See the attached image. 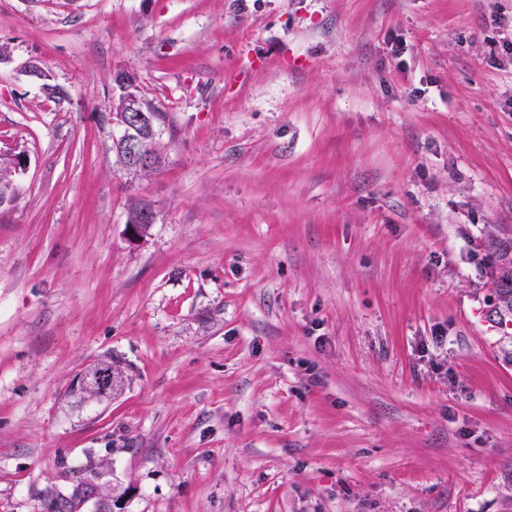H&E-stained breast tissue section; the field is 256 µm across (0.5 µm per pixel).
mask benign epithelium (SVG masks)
I'll return each mask as SVG.
<instances>
[{"label": "benign epithelium", "mask_w": 512, "mask_h": 512, "mask_svg": "<svg viewBox=\"0 0 512 512\" xmlns=\"http://www.w3.org/2000/svg\"><path fill=\"white\" fill-rule=\"evenodd\" d=\"M121 84L124 85V94L119 104L113 106L112 122L128 134L123 141L127 160L133 166H149L154 162L153 156L146 153L142 146L143 135L151 136L154 128L150 127V120L141 106L140 95L136 81L127 80V74L118 73ZM120 382V377L113 372H95L90 368L84 371L73 385L72 390L79 394L80 404L89 402H102L112 392V386ZM92 506L93 512H110L112 501L103 500L94 489L88 490L81 506Z\"/></svg>", "instance_id": "benign-epithelium-1"}]
</instances>
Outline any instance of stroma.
Masks as SVG:
<instances>
[{"mask_svg": "<svg viewBox=\"0 0 512 512\" xmlns=\"http://www.w3.org/2000/svg\"><path fill=\"white\" fill-rule=\"evenodd\" d=\"M0 47V512L103 458L121 512H512V0H0ZM118 76L122 80L120 83L124 85V94L121 102L113 106L112 122L131 136L123 141L129 163L138 167L149 166L154 162V159L152 155L144 151L142 142L144 136L154 134V128L152 125L149 128L144 127L150 124V120L146 111L141 106L135 79L128 81V74L121 72L118 73ZM125 132L122 131L119 138L113 142L114 149L121 163L122 158L119 154V145L125 138ZM121 378L116 376L113 371L106 373H96L93 368L84 371L73 385L72 390L79 394L80 404L89 402H102L106 400L112 392V386L120 382ZM93 393V397L89 398L85 393Z\"/></svg>", "mask_w": 512, "mask_h": 512, "instance_id": "1", "label": "stroma"}]
</instances>
